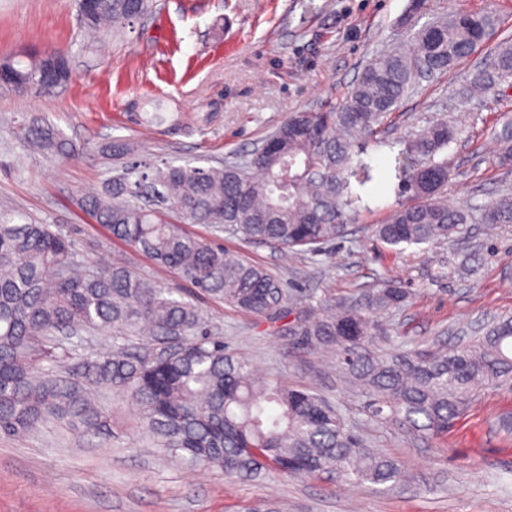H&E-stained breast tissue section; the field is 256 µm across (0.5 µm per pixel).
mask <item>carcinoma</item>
I'll return each instance as SVG.
<instances>
[{"label":"carcinoma","instance_id":"cac0c4a2","mask_svg":"<svg viewBox=\"0 0 512 512\" xmlns=\"http://www.w3.org/2000/svg\"><path fill=\"white\" fill-rule=\"evenodd\" d=\"M154 0H93L79 14L95 37L118 33L151 16ZM495 34L489 13L455 11L378 53L339 104L292 112L239 161L203 168L151 165L131 156L125 140L110 148L112 167L82 209L112 239L172 270L200 294L219 297L251 316L288 317V290L266 269L169 221L207 224L249 244L317 248L345 236L352 206L350 179L369 178L359 145H380L381 125L423 80L444 75ZM45 61L0 62L22 83L40 85ZM492 73H476L459 95L471 100L512 76V37L501 39ZM33 146L64 149L60 132L32 124ZM458 126L429 122L405 140L401 193L406 202L373 234L406 248L466 234L473 216L443 199L453 172L445 155ZM498 163L512 164V118L498 133ZM485 224H512V196L478 208ZM474 252L457 256L438 277L476 270ZM387 281L286 323L283 336L312 352H330L344 380L369 397L370 416L409 434L441 435L461 415L479 384L512 382V317L480 336L447 347L408 349L387 319L410 299ZM113 332L112 353H73L96 332ZM132 338L155 351L129 350ZM55 365L46 367L45 361ZM106 390L123 394L146 431L193 466L260 481L274 474L318 476L385 491L405 480L398 460L369 447L342 410L304 387L260 374L252 362L210 337L194 298L151 282L123 262L87 265L68 236L20 213L0 212V434H29L51 424L86 434L107 430L100 404Z\"/></svg>","mask_w":512,"mask_h":512}]
</instances>
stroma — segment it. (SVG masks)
<instances>
[{
	"mask_svg": "<svg viewBox=\"0 0 512 512\" xmlns=\"http://www.w3.org/2000/svg\"><path fill=\"white\" fill-rule=\"evenodd\" d=\"M455 10L493 12L498 37L512 35V0H425L419 10L411 0H159L152 17L92 41L80 27L77 0H0V60L56 51L71 67L69 82L51 90L0 85V210L52 225L73 241L79 260L119 256L142 276L192 293L81 209V198L109 175L112 141L129 140L158 165L242 158L288 113L341 102L378 51L406 41L428 17ZM493 48L485 43L423 83L386 119L384 145L363 147L370 179L352 185L356 201L343 239L314 253L216 236L203 224H183V231L217 237L280 279L292 293V319L326 298L386 281L412 294L395 322L415 348L439 338L452 343L512 316V228L472 225L463 245L479 253L476 275L444 279L437 271L451 243L399 253L372 235L403 201L405 139L443 106L461 130L447 151L455 174L449 200L472 209L512 194V168L498 165L496 140L512 115V77L472 103L455 97ZM146 99L181 113L180 122L140 125ZM33 118L59 130L67 152L49 155L28 143L20 127ZM199 304L213 337L259 370L336 403L372 447L399 460L407 482L380 493L329 475L252 482L220 468H190L153 444L131 407L108 393V436L89 440L50 426L0 437V512H245L267 502L278 512H512V425L501 422L512 417V388L478 387L447 433L409 437L371 421L367 397L340 380L333 359L285 341L280 321L243 315L217 297Z\"/></svg>",
	"mask_w": 512,
	"mask_h": 512,
	"instance_id": "obj_1",
	"label": "stroma"
}]
</instances>
